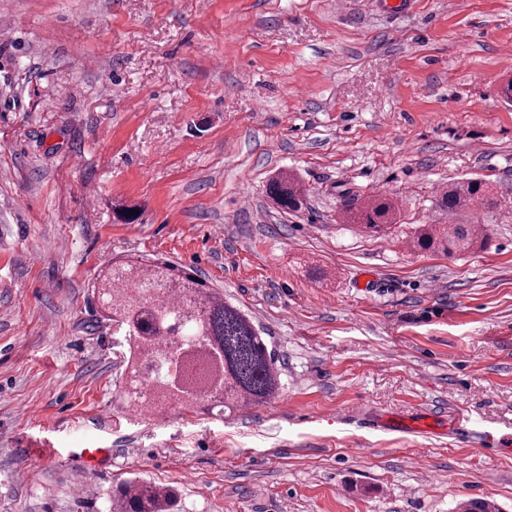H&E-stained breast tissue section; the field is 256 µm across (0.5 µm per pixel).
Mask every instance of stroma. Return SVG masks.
<instances>
[{"mask_svg":"<svg viewBox=\"0 0 512 512\" xmlns=\"http://www.w3.org/2000/svg\"><path fill=\"white\" fill-rule=\"evenodd\" d=\"M510 79L512 0H0V512H107L133 478L186 512H512V447L477 439L512 428ZM479 176L496 209L439 207ZM348 191L396 224L346 223ZM421 224L484 240L419 251ZM137 257L247 311L280 394L128 412L92 286ZM417 412L435 433L359 425ZM269 192L274 201L286 211L296 212L305 205L304 190L287 177L273 181Z\"/></svg>","mask_w":512,"mask_h":512,"instance_id":"35a3bbf8","label":"stroma"}]
</instances>
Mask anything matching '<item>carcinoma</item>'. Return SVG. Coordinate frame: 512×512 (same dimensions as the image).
<instances>
[{"label": "carcinoma", "instance_id": "cac0c4a2", "mask_svg": "<svg viewBox=\"0 0 512 512\" xmlns=\"http://www.w3.org/2000/svg\"><path fill=\"white\" fill-rule=\"evenodd\" d=\"M269 192L286 211L305 205L304 190L286 177L273 181ZM441 205L450 213L474 205L491 210L497 196L486 180L473 178L449 184ZM342 208L348 219L375 232L396 219L395 205L381 195L362 201L348 192ZM477 236L476 224H428L414 231L412 242L453 255ZM94 290L106 317L128 337V407L204 405L222 416L226 408L260 406L279 394L281 372L260 330L202 279L167 262L124 261L101 274ZM177 504L174 489L134 480L112 497L109 512H174Z\"/></svg>", "mask_w": 512, "mask_h": 512}]
</instances>
